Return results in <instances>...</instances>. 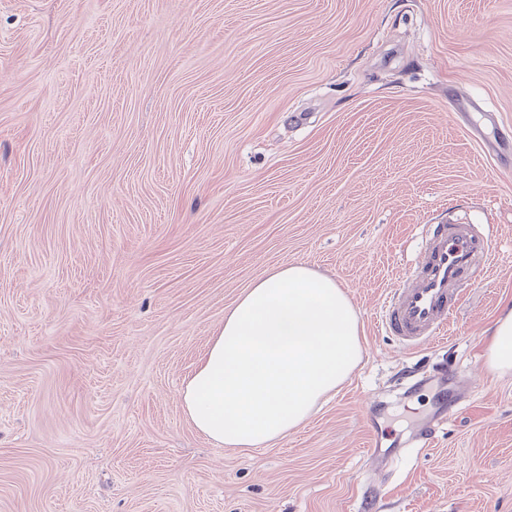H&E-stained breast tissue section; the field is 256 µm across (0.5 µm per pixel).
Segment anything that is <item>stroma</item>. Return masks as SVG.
Masks as SVG:
<instances>
[{
  "mask_svg": "<svg viewBox=\"0 0 512 512\" xmlns=\"http://www.w3.org/2000/svg\"><path fill=\"white\" fill-rule=\"evenodd\" d=\"M511 135L512 0H0V512H512ZM441 222L496 258L410 353L376 314ZM298 261L362 360L280 444L215 445L182 381ZM488 364L497 375L512 373V308H505L493 323ZM457 408V405H452L447 407V409H442L429 425L420 430L416 436V441L419 442V448L421 450L433 445L435 439L438 437V433L447 425V421L456 414Z\"/></svg>",
  "mask_w": 512,
  "mask_h": 512,
  "instance_id": "stroma-1",
  "label": "stroma"
}]
</instances>
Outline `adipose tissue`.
Here are the masks:
<instances>
[{"mask_svg": "<svg viewBox=\"0 0 512 512\" xmlns=\"http://www.w3.org/2000/svg\"><path fill=\"white\" fill-rule=\"evenodd\" d=\"M362 322L335 278L300 262L265 271L182 384L185 417L225 448L284 441L338 389L362 358ZM488 364L512 373V308L495 320Z\"/></svg>", "mask_w": 512, "mask_h": 512, "instance_id": "1", "label": "adipose tissue"}]
</instances>
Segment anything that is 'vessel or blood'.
<instances>
[{
    "mask_svg": "<svg viewBox=\"0 0 512 512\" xmlns=\"http://www.w3.org/2000/svg\"><path fill=\"white\" fill-rule=\"evenodd\" d=\"M423 233L418 260L388 292L378 316L381 330L394 337L400 347L412 351L444 335L465 289L483 280L491 269L488 239L471 225L428 224ZM456 411L453 405L442 409L420 430L416 436L420 448L433 445Z\"/></svg>",
    "mask_w": 512,
    "mask_h": 512,
    "instance_id": "vessel-or-blood-1",
    "label": "vessel or blood"
}]
</instances>
